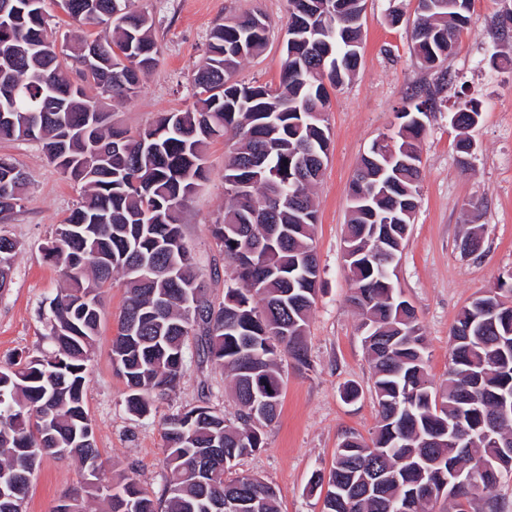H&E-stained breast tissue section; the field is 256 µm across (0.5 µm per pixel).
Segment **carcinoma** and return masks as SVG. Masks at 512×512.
Returning <instances> with one entry per match:
<instances>
[{
  "label": "carcinoma",
  "mask_w": 512,
  "mask_h": 512,
  "mask_svg": "<svg viewBox=\"0 0 512 512\" xmlns=\"http://www.w3.org/2000/svg\"><path fill=\"white\" fill-rule=\"evenodd\" d=\"M131 2L68 0L65 13L103 35L59 46L42 0H0V139L42 142L60 173L84 188L50 250L67 283L50 303L53 351L0 368V512H23L27 493L15 487L29 489L49 455L74 457L92 470L90 481L54 512H87L86 493L107 496L111 512H206L226 500L254 503L243 512H278L271 485L227 474L263 447L262 428L279 415L283 362L309 368L305 336L319 282L312 188L330 145L327 119L312 113L328 112V87L343 85L356 69L363 0H334L332 10L323 0H287L288 15L301 24L290 33L294 46L274 88L233 80L242 61L264 48L267 20L253 13L218 25L193 75V108L167 112L134 135L114 126L73 78L78 74L106 98L139 93L158 48L147 15L129 9ZM470 6L471 0H418L412 52L436 78L397 112L395 149L412 165L380 177L370 159L382 157L370 150L349 184L348 196L363 195L348 203L349 301L365 327L378 424L367 438L345 433L328 473L312 476L321 512H425L441 496L454 512H471L477 501L498 512L493 491L512 477V448H501L512 440V422L485 420L499 397L512 395V303H503L496 320L473 327L464 343L456 330L469 325L473 308H462L448 340V372L437 385L415 310L403 308L388 277L389 253L400 252L412 223L388 215L419 200L418 142L429 115L447 102L440 93L453 81L444 63L468 28ZM480 117V102L461 98L452 122L467 129ZM227 134L236 139L224 165L227 204L212 235L232 260L233 286L217 303L192 270L182 213L208 178V145ZM28 181L0 164V214L19 206ZM16 252L17 243L1 235L0 289ZM116 275L127 298L111 359L125 381L128 410L142 415L153 395L180 386L191 340L199 363L216 364L231 377L240 406L233 421L203 405L163 418L166 484L158 498L129 475L116 485L99 483L84 390L101 293ZM461 416L474 440L450 448L448 423ZM489 456L498 457L494 469L477 473L485 494L448 493L449 466L474 469ZM371 471L388 477L378 493L366 488Z\"/></svg>",
  "instance_id": "cac0c4a2"
}]
</instances>
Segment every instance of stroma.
Masks as SVG:
<instances>
[{"mask_svg":"<svg viewBox=\"0 0 512 512\" xmlns=\"http://www.w3.org/2000/svg\"><path fill=\"white\" fill-rule=\"evenodd\" d=\"M152 20L158 62L140 92L128 100L109 99L105 109L129 132L153 123L161 114L193 107L192 74L213 28L258 11L269 23L268 42L258 56L245 59L235 78L249 85H278L286 0H136ZM417 0H365L360 60L350 81L331 90L327 112L331 133L328 163L315 188L318 222L315 249L320 290L310 314L307 346L310 367L284 368L281 412L263 430L264 446L242 459L237 473L273 486L279 512H320L318 492L310 488L313 472L328 471L344 433L369 436L378 420L371 393V368L350 307V281L344 260L347 190L361 158L382 135L392 133L396 110L414 88L433 83L434 74L410 51ZM512 0H472L468 30L448 58L454 91L477 99L482 115L477 126L461 132L449 112L432 114L420 143V202L410 234L397 259L394 281L415 309L426 338V356L434 382L448 368V336L459 310L480 291L512 276V68H497L491 56L512 55V31L500 29ZM399 22H391V15ZM469 135L477 150L461 165L456 143ZM227 139L212 141L206 160L209 178L193 194L183 214V231L195 269L208 275L207 294L224 298L223 272L229 264L218 251L211 226L224 213V165ZM7 155L31 177L22 205L0 215V235L16 241L11 281L0 289V366L26 356L50 354L49 303L64 286L48 255L57 224L82 198L80 184L66 179L41 146L28 141H0ZM481 229L478 252L467 255L459 245ZM125 300L120 280L102 293L96 348L84 391L103 483L134 475L153 496L164 491L165 442L161 421L171 413L204 404L234 419L238 405L222 369L199 365L195 349L187 351V370L175 391L156 396L150 413L139 416L126 405V385L112 368L110 348L118 332ZM353 383L364 391L344 403L339 388ZM77 462L45 458L35 473L25 512H53L63 495L80 487Z\"/></svg>","mask_w":512,"mask_h":512,"instance_id":"stroma-1","label":"stroma"}]
</instances>
